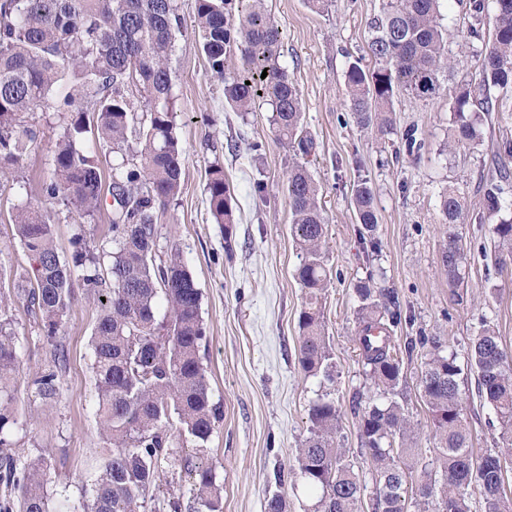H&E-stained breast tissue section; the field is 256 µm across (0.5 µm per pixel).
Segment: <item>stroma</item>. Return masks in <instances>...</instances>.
Wrapping results in <instances>:
<instances>
[{"instance_id":"stroma-1","label":"stroma","mask_w":512,"mask_h":512,"mask_svg":"<svg viewBox=\"0 0 512 512\" xmlns=\"http://www.w3.org/2000/svg\"><path fill=\"white\" fill-rule=\"evenodd\" d=\"M177 3L182 34L171 68L184 171L181 192L162 217L158 244L163 251L179 246L201 291L205 341L200 355L222 418L206 447L180 441L175 465L162 467L158 495L178 498L181 512H191L188 467L203 462L214 466L224 486L223 512H264L266 494L279 490L286 495L288 512H308L312 498L299 479L296 450L308 435V404L322 386L297 363L302 292L294 277L299 259L282 185L293 155L276 140L268 106L242 115L226 105L224 85L211 78L192 33L196 0ZM382 5L383 0H332L329 11L318 14L306 0H265L281 32L279 62L301 91L302 126L315 143L308 166L321 184L331 273L322 302L324 328L336 364L341 444L367 505L375 492L372 467L351 406L353 396L369 397L373 388L355 342L356 281L374 276L393 293L402 314L393 336L403 348L399 401L419 425L415 466L432 463L439 442L420 393L428 350L418 346L408 352L405 344L422 335L439 336L456 353L463 412L477 455L497 448L500 425L478 393L477 375L468 361L470 342L487 321L512 354V271H499L490 255L492 226L477 190L498 144L512 140V98L505 112L491 113L485 122L481 145L449 152L448 94L475 76L477 60L471 55L442 80L440 94L429 102L396 94L392 134L381 138L358 127L348 108L345 71L357 57L372 66L368 42ZM37 118L44 132L40 145L18 164L0 169V273L7 277L31 267L14 238L11 213L16 205L42 202L50 148L60 131L55 113L41 112ZM412 127L423 143L416 158L400 151L402 137ZM255 143L260 151H252ZM215 162L223 165L233 195L236 222L228 230L214 223L207 201L206 170ZM362 178L374 190L379 216L378 249L373 253L359 239L351 204L353 186ZM258 181L266 185L261 196L254 192ZM446 188L457 190L465 202L457 226L465 282L458 288L449 286L441 265L448 237L440 193ZM52 211L62 258H69L70 239L78 232L90 245L111 250L110 204L91 218L59 205ZM11 312L21 360L14 407L22 422L12 434L11 453L22 464L36 449L50 451L55 466L48 489L51 503L81 512L104 446L93 398L91 335L98 302L76 288L65 329L53 344L46 342L40 316L28 311L24 299H14ZM58 349L66 362L60 394L49 400L31 380L53 367ZM279 470L287 478L282 487L275 481Z\"/></svg>"}]
</instances>
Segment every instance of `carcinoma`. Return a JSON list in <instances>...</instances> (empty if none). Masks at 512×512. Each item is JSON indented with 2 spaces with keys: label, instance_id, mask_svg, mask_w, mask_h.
<instances>
[{
  "label": "carcinoma",
  "instance_id": "obj_1",
  "mask_svg": "<svg viewBox=\"0 0 512 512\" xmlns=\"http://www.w3.org/2000/svg\"><path fill=\"white\" fill-rule=\"evenodd\" d=\"M177 0H3L0 3V167L16 165L40 139L35 112H55L62 131L51 150L43 197L81 218L101 209L104 193L113 199L112 251L90 250L80 234L71 239V259L59 255L50 211L31 205L13 211L14 236L32 261L33 275L14 282V295L41 316L44 339L52 343L66 319L80 280L99 298L100 313L91 337L94 400L104 443L103 458L84 512H140L156 487L161 461L168 458L172 428L202 448L221 419L200 351L204 339L201 292L182 253L170 248L156 260L158 224L182 187L184 157L175 133L176 98L169 61L181 32ZM193 33L212 77L224 83L225 102L237 112L271 106L278 140L294 156H308L312 138L301 129L302 98L279 63L281 32L262 0H196ZM462 46L482 43L476 98L467 84L448 99L453 114L448 151L480 142L485 116L499 111L498 93L512 92V0H495L493 30L484 36L471 25ZM448 30L439 22V0H384L368 43L374 68L360 59L348 64L345 84L350 112L359 127L383 138L391 133L393 97L402 90L416 101L435 98L448 59ZM239 54L242 66L229 68ZM266 77H261L262 72ZM112 152L110 184L98 153ZM512 142L499 144L479 189L494 223V262L512 265V210L507 199ZM209 209L230 232L236 223L224 169L206 171ZM291 233L298 251L295 278L305 292L298 316V365L332 385L335 364L324 330L322 297L330 282L325 263L326 218L320 185L307 166L295 161L285 171ZM352 201L360 239L375 243L379 218L368 181L354 186ZM464 202L453 189L440 195L448 224L441 261L448 282L462 281L463 247L456 232ZM358 300L355 341L376 387L352 409L373 467L374 512H407L402 459L413 454L415 427L396 400L402 360L392 336L401 322L390 293L369 276L354 285ZM166 303L158 319V298ZM11 295L0 293V481L21 490L20 512H50L48 485L52 457L44 449L15 464L9 436L19 424L12 401L20 368L18 336L7 312ZM430 356L420 381L432 431L440 448L435 468L416 475L417 491L432 512H471L479 494L482 512H507L503 484L512 472V367L496 329L484 324L469 346L479 393L500 424L501 446L474 458L463 417L457 355L438 336H422ZM38 393L60 392L58 371L35 380ZM339 413L331 392L308 405L309 435L297 448L300 478L314 495L313 512H362V490L339 440ZM223 486L209 466L194 469V512H222Z\"/></svg>",
  "mask_w": 512,
  "mask_h": 512
}]
</instances>
